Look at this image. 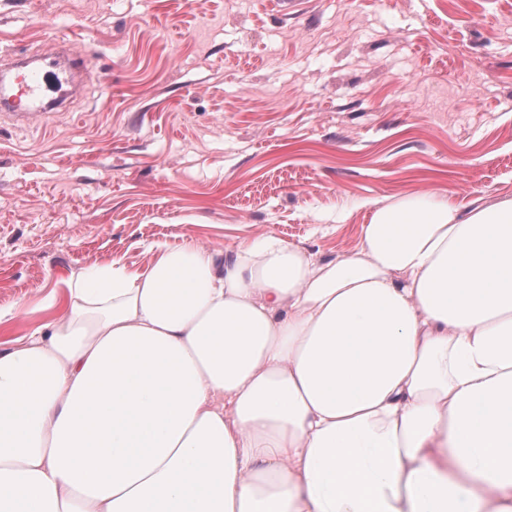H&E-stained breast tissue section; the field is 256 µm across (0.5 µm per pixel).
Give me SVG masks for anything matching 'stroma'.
<instances>
[{"instance_id":"1","label":"stroma","mask_w":512,"mask_h":512,"mask_svg":"<svg viewBox=\"0 0 512 512\" xmlns=\"http://www.w3.org/2000/svg\"><path fill=\"white\" fill-rule=\"evenodd\" d=\"M88 59L0 121V343L71 273L276 235L354 253L372 200H512V0H0V53Z\"/></svg>"}]
</instances>
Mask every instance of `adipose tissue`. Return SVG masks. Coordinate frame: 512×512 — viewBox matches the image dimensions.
I'll return each mask as SVG.
<instances>
[{"mask_svg": "<svg viewBox=\"0 0 512 512\" xmlns=\"http://www.w3.org/2000/svg\"><path fill=\"white\" fill-rule=\"evenodd\" d=\"M72 274L0 348V512H512V200Z\"/></svg>", "mask_w": 512, "mask_h": 512, "instance_id": "obj_1", "label": "adipose tissue"}]
</instances>
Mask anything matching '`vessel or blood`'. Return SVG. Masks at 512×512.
<instances>
[{"mask_svg": "<svg viewBox=\"0 0 512 512\" xmlns=\"http://www.w3.org/2000/svg\"><path fill=\"white\" fill-rule=\"evenodd\" d=\"M84 60L71 56L62 63L56 49L46 50L39 65L0 76V109L16 120L24 121L66 103L74 93L75 73Z\"/></svg>", "mask_w": 512, "mask_h": 512, "instance_id": "b4317fda", "label": "vessel or blood"}]
</instances>
